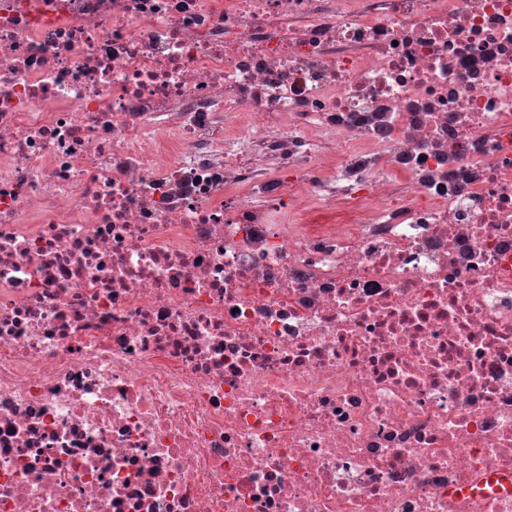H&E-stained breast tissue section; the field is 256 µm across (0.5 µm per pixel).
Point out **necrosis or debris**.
<instances>
[{
  "label": "necrosis or debris",
  "instance_id": "obj_1",
  "mask_svg": "<svg viewBox=\"0 0 512 512\" xmlns=\"http://www.w3.org/2000/svg\"><path fill=\"white\" fill-rule=\"evenodd\" d=\"M512 0H0V512H512Z\"/></svg>",
  "mask_w": 512,
  "mask_h": 512
}]
</instances>
